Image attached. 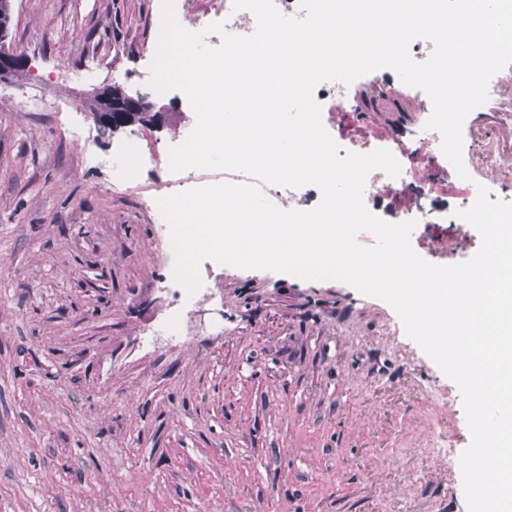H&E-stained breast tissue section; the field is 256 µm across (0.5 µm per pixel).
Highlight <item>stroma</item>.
I'll use <instances>...</instances> for the list:
<instances>
[{
	"instance_id": "35a3bbf8",
	"label": "stroma",
	"mask_w": 512,
	"mask_h": 512,
	"mask_svg": "<svg viewBox=\"0 0 512 512\" xmlns=\"http://www.w3.org/2000/svg\"><path fill=\"white\" fill-rule=\"evenodd\" d=\"M162 0H13L0 84V512H467L460 391L395 310L225 266L170 337L169 150L144 76ZM118 85L180 113L103 133ZM0 13H3L4 19L9 20L8 24H2L0 27V82L2 79L15 75L16 72L25 67L24 59L6 48L5 44L9 37V30L12 20V1L0 0Z\"/></svg>"
}]
</instances>
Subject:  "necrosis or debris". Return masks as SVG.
Wrapping results in <instances>:
<instances>
[{"label":"necrosis or debris","mask_w":512,"mask_h":512,"mask_svg":"<svg viewBox=\"0 0 512 512\" xmlns=\"http://www.w3.org/2000/svg\"><path fill=\"white\" fill-rule=\"evenodd\" d=\"M314 98L321 106L324 127L342 151L367 154L386 149L399 161L398 177H389L380 170L368 175L363 200L371 213L385 221H417L421 227L417 244L429 253L443 257L468 241L467 223L456 212L472 206L478 186L488 188L490 200L499 199L494 175L512 168V151L492 148L472 180L447 188L445 178L452 165L440 149V134L425 127L432 102L424 98L421 89L403 84L392 69H378L366 81L348 86L321 82L314 89ZM390 98L418 105V117L405 128L407 141H396L381 127L361 135L352 132L351 126L361 113Z\"/></svg>","instance_id":"1"}]
</instances>
